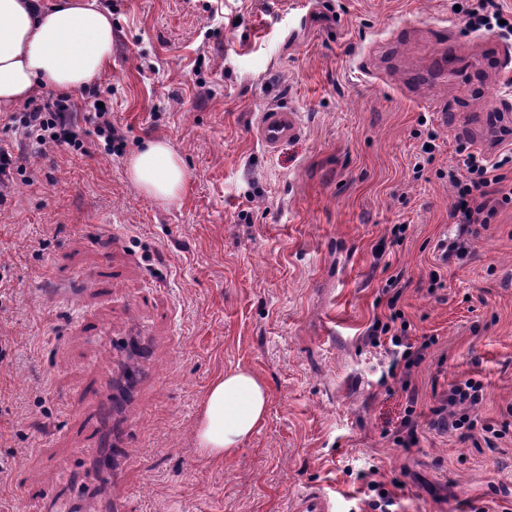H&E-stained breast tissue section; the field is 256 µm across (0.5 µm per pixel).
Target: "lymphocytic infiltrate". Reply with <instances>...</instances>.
Returning <instances> with one entry per match:
<instances>
[{"instance_id":"obj_1","label":"lymphocytic infiltrate","mask_w":512,"mask_h":512,"mask_svg":"<svg viewBox=\"0 0 512 512\" xmlns=\"http://www.w3.org/2000/svg\"><path fill=\"white\" fill-rule=\"evenodd\" d=\"M467 26L475 31H497L500 36L512 35V13L504 10L501 0H477L474 8L465 10ZM77 106L70 97H32L23 111L12 113L10 120L21 128L32 149L54 145L83 149L81 124L92 127L97 137L113 151L122 150L125 137L112 122V115L98 107L85 113L82 122H75ZM512 165V148L497 156L467 152L463 168H449L448 184L454 195L451 218L459 226L455 237L439 242L444 260H465L474 242L480 239L500 207L512 204V179L503 169ZM400 275L390 276L379 296L388 310L385 320L376 321L370 336L373 341H386L393 355L389 377L401 385L408 402L406 415L394 433V442L405 448L417 443L418 422L414 417L417 390L411 385L412 371L436 345L432 336L413 338L410 323L398 302L402 295ZM483 399L481 382L469 379L450 384L443 391L438 405L431 410L430 424L442 432L458 435L460 440H483L489 451H497L498 442L512 435V406L502 411L497 420L474 417L471 410Z\"/></svg>"}]
</instances>
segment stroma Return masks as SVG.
<instances>
[{
  "label": "stroma",
  "instance_id": "stroma-1",
  "mask_svg": "<svg viewBox=\"0 0 512 512\" xmlns=\"http://www.w3.org/2000/svg\"><path fill=\"white\" fill-rule=\"evenodd\" d=\"M112 60L77 105L104 103L123 155L35 152L5 127L20 172L0 188V507L50 512L93 485L81 512H291L307 489L349 512L357 472L405 478L397 512L512 503L500 453L430 429L436 391L474 378V413L512 406V205L470 259L441 263L456 234L438 170L456 151L496 154L512 111L493 100L502 41L470 31L454 0H98ZM288 106L305 135L267 153L257 112ZM434 160L415 179L424 130ZM167 140L188 178L164 206L128 178L127 156ZM405 240L389 244L393 225ZM439 270L442 287L430 286ZM401 274L414 337L438 343L414 368L419 433L383 432L406 399L379 382L391 360L368 337ZM244 367L270 387L264 423L234 456L203 457L194 428L210 382ZM106 410L101 471L83 419Z\"/></svg>",
  "mask_w": 512,
  "mask_h": 512
}]
</instances>
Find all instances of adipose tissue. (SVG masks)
I'll return each mask as SVG.
<instances>
[{"label": "adipose tissue", "mask_w": 512, "mask_h": 512, "mask_svg": "<svg viewBox=\"0 0 512 512\" xmlns=\"http://www.w3.org/2000/svg\"><path fill=\"white\" fill-rule=\"evenodd\" d=\"M112 58V16L98 0H0V105L43 90L75 94ZM129 178L162 204L179 201L187 183L180 156L162 139L127 161ZM270 391L248 368L225 371L201 406L195 442L208 457L235 454L264 422Z\"/></svg>", "instance_id": "adipose-tissue-1"}]
</instances>
